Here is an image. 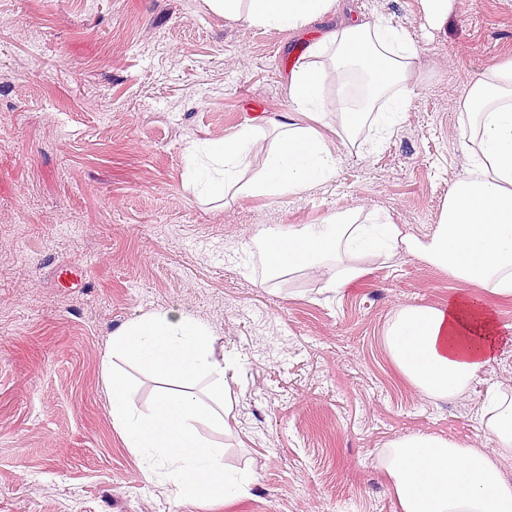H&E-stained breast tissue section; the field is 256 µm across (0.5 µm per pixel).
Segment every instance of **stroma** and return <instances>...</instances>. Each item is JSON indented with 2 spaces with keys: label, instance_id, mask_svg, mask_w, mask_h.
Segmentation results:
<instances>
[{
  "label": "stroma",
  "instance_id": "stroma-1",
  "mask_svg": "<svg viewBox=\"0 0 512 512\" xmlns=\"http://www.w3.org/2000/svg\"><path fill=\"white\" fill-rule=\"evenodd\" d=\"M420 48L405 121L297 198H196L185 149L291 108L285 77L334 20L293 33L204 0H0V512H400L379 448L412 433L493 447L476 413L512 386V345L468 391L420 396L384 332L402 306L443 305L442 269L399 252L335 297L268 279L248 246L265 225L377 209L432 235L468 159L470 84L512 57V0H452L444 29L418 0H352ZM173 308L208 323L234 362L224 505L176 497L113 431L101 377L113 331Z\"/></svg>",
  "mask_w": 512,
  "mask_h": 512
}]
</instances>
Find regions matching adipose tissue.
<instances>
[{
    "mask_svg": "<svg viewBox=\"0 0 512 512\" xmlns=\"http://www.w3.org/2000/svg\"><path fill=\"white\" fill-rule=\"evenodd\" d=\"M230 20L267 30L299 31L337 13L339 0H205ZM420 49L403 28L382 16L345 18L312 40L288 72L291 109L280 118L246 124L224 139L186 150L185 182L206 198L235 191L278 200L328 184L339 148L372 123V146L400 125L419 81ZM336 87L327 99V84ZM470 129L461 135L469 166L444 203L432 236L421 240L376 213L334 212L318 224L269 225L252 240L269 260L268 276L307 273L325 292L365 273L367 258L400 250L447 271L458 283L441 307L407 305L385 332L399 372L430 398L462 395L496 361L512 333L478 291L512 296V58L471 83L462 102ZM262 156H255V147ZM111 359L102 368L112 426L125 448L160 470L179 496L208 495L227 503L242 496L247 479L224 468V373L231 363L214 352V332L175 309L143 314L114 331ZM124 360L159 379L178 382L159 391L148 409L132 398ZM478 424L493 448L459 439L410 434L381 456L401 512H512V480L501 460L512 457V393L486 390ZM211 436H204L200 425Z\"/></svg>",
    "mask_w": 512,
    "mask_h": 512,
    "instance_id": "adipose-tissue-1",
    "label": "adipose tissue"
}]
</instances>
